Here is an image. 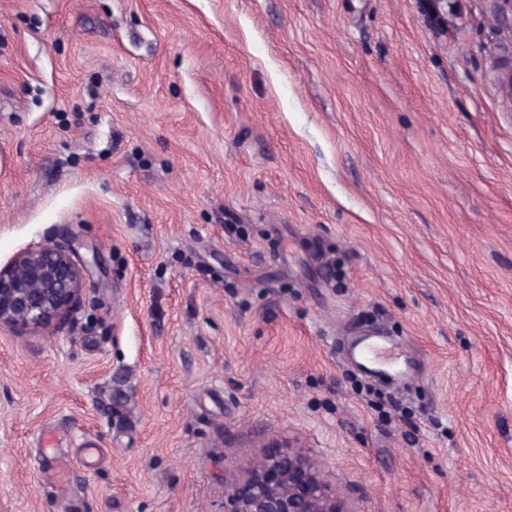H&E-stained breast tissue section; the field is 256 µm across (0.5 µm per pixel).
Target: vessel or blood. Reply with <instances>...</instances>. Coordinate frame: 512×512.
Here are the masks:
<instances>
[{
    "mask_svg": "<svg viewBox=\"0 0 512 512\" xmlns=\"http://www.w3.org/2000/svg\"><path fill=\"white\" fill-rule=\"evenodd\" d=\"M345 353L364 368L368 377L389 385L407 384L420 372L418 359L411 351L377 332L355 333Z\"/></svg>",
    "mask_w": 512,
    "mask_h": 512,
    "instance_id": "vessel-or-blood-1",
    "label": "vessel or blood"
}]
</instances>
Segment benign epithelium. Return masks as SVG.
Masks as SVG:
<instances>
[{"instance_id": "obj_1", "label": "benign epithelium", "mask_w": 512, "mask_h": 512, "mask_svg": "<svg viewBox=\"0 0 512 512\" xmlns=\"http://www.w3.org/2000/svg\"><path fill=\"white\" fill-rule=\"evenodd\" d=\"M507 21L500 45L512 44V0H496ZM83 267L72 252L36 243L0 267V327L41 331L74 313ZM225 512H345L309 459L295 453L266 457L252 469Z\"/></svg>"}]
</instances>
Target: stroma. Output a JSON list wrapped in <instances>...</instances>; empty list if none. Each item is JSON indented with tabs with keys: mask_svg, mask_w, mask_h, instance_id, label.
I'll return each mask as SVG.
<instances>
[{
	"mask_svg": "<svg viewBox=\"0 0 512 512\" xmlns=\"http://www.w3.org/2000/svg\"><path fill=\"white\" fill-rule=\"evenodd\" d=\"M492 0H0V512H224L297 451L347 512H512V103ZM417 349L398 390L347 326ZM83 267L70 250L36 243L0 267V327L41 331L74 313Z\"/></svg>",
	"mask_w": 512,
	"mask_h": 512,
	"instance_id": "35a3bbf8",
	"label": "stroma"
}]
</instances>
